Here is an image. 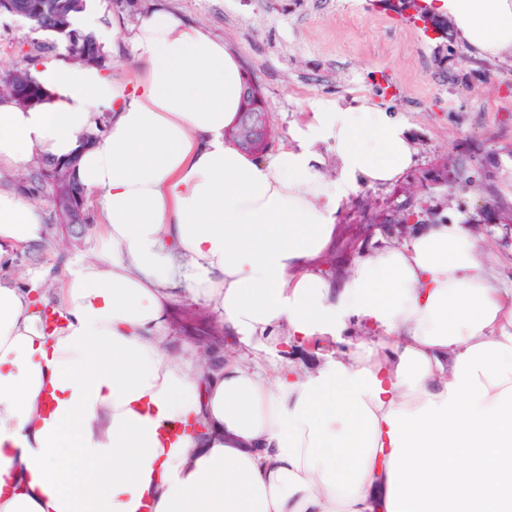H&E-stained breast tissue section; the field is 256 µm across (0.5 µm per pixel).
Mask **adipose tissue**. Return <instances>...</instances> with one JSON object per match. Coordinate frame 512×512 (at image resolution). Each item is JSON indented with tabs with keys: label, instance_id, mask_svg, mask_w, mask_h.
<instances>
[{
	"label": "adipose tissue",
	"instance_id": "obj_1",
	"mask_svg": "<svg viewBox=\"0 0 512 512\" xmlns=\"http://www.w3.org/2000/svg\"><path fill=\"white\" fill-rule=\"evenodd\" d=\"M432 2L479 55L512 56V0ZM130 46L131 76L59 51L26 64L41 104L0 99V261L44 240L10 184L42 159L76 158L102 228L53 319L45 271L0 282V512H512V287L470 227L418 225L337 282L306 267L352 192L408 170L407 124L321 99L254 157L225 135L246 74L223 41L160 6ZM185 294L237 345L208 374L170 332ZM353 317L381 339L266 366Z\"/></svg>",
	"mask_w": 512,
	"mask_h": 512
}]
</instances>
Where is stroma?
<instances>
[{"label":"stroma","instance_id":"obj_1","mask_svg":"<svg viewBox=\"0 0 512 512\" xmlns=\"http://www.w3.org/2000/svg\"><path fill=\"white\" fill-rule=\"evenodd\" d=\"M106 17L122 34L104 46L108 72L129 73L123 40L141 14L165 4L232 49L264 96L272 131L269 153L290 140L294 126L308 122L319 99L369 103L392 110L409 126L414 161L389 187H363L337 219L327 249L336 273L348 274L356 252L341 250L359 211L377 214L386 203L425 205L432 219L475 225L489 254L492 273L512 285V57L477 56L460 43L447 19L430 17L429 35L417 38L399 0H101ZM55 39L32 31L20 18L0 13V73L35 58V44ZM456 174L459 188L448 185ZM100 227L58 256L51 241L40 244L38 260L15 250L13 282L38 267L56 274L65 265L95 257Z\"/></svg>","mask_w":512,"mask_h":512}]
</instances>
